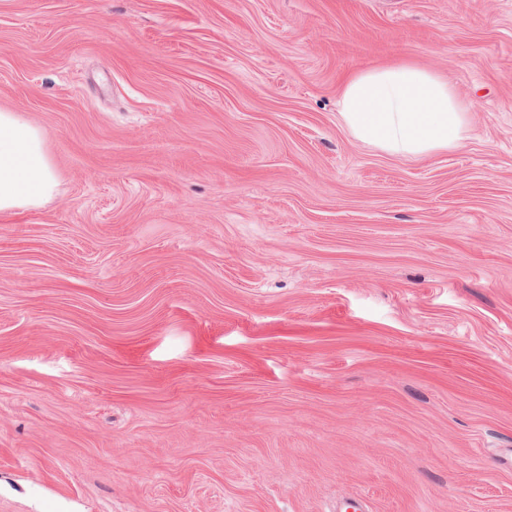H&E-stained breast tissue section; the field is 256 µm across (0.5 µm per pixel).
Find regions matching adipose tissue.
<instances>
[{
    "label": "adipose tissue",
    "instance_id": "ef3b65f1",
    "mask_svg": "<svg viewBox=\"0 0 512 512\" xmlns=\"http://www.w3.org/2000/svg\"><path fill=\"white\" fill-rule=\"evenodd\" d=\"M468 113L446 79L411 63L353 74L339 103L340 119L356 140L411 156L462 146L471 133ZM56 188L41 129L0 110V217L37 206Z\"/></svg>",
    "mask_w": 512,
    "mask_h": 512
}]
</instances>
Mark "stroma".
I'll list each match as a JSON object with an SVG mask.
<instances>
[{"instance_id":"35a3bbf8","label":"stroma","mask_w":512,"mask_h":512,"mask_svg":"<svg viewBox=\"0 0 512 512\" xmlns=\"http://www.w3.org/2000/svg\"><path fill=\"white\" fill-rule=\"evenodd\" d=\"M401 62L462 147L340 123ZM0 108V512H512V0H0ZM469 112L448 80L400 63L347 78L338 113L356 140L391 154L424 156L462 146L471 133ZM56 188L41 129L18 112L0 110V217L37 206Z\"/></svg>"}]
</instances>
